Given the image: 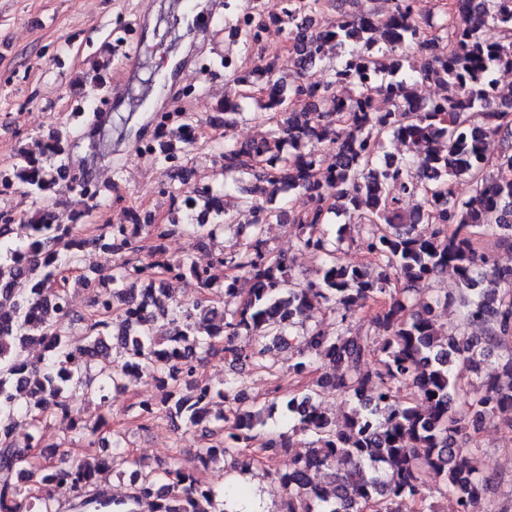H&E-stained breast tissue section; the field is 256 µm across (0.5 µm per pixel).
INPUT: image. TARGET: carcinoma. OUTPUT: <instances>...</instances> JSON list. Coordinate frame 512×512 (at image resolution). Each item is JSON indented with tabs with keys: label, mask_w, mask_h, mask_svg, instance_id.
Masks as SVG:
<instances>
[{
	"label": "carcinoma",
	"mask_w": 512,
	"mask_h": 512,
	"mask_svg": "<svg viewBox=\"0 0 512 512\" xmlns=\"http://www.w3.org/2000/svg\"><path fill=\"white\" fill-rule=\"evenodd\" d=\"M424 0H383V14H358L336 0V18L321 29L307 14L321 0H288V41L301 69L290 88L295 97L316 101L310 112L286 110L280 80L268 83L267 107L282 121L260 139L245 144L218 142L216 156L224 180L206 187L171 191L182 204L189 226L206 248L223 229L237 226L238 248L219 253L224 266V297L237 299L231 312L209 300L216 285L188 256L170 258L159 245L142 242L166 236L178 224H104L81 236L74 224H58L43 209L22 219L0 212V239L17 233L12 246H0V512H56L49 482L66 479L79 493L97 486L126 450L106 435L108 420H85L73 405L79 391L107 405L111 391L126 390L136 371L155 378L164 394L151 404L153 423L178 418L199 433L203 468L254 448L272 461L291 439L306 451L288 471L271 474L281 512H402L428 499L423 475L442 477V491L455 497L458 512H496L485 503L487 481L478 467V425L498 420L512 428V267L502 266L477 241L493 237L512 249V103L495 99L498 70L512 68V0H448L443 25L432 22L434 8ZM244 49L265 29L263 14L234 25ZM343 50L326 66L322 80L308 78L309 66L324 46ZM425 50L422 68H407L408 52ZM444 85L439 102L415 93L418 81ZM251 96L224 97V124L241 115ZM194 118L157 141V158L167 160L194 145ZM503 136L505 146L490 158L485 140ZM69 134L56 131L39 153L20 154L0 173V187L24 189L44 197L62 193ZM408 146L405 155L386 152V143ZM335 162L321 168V150ZM464 180L470 194L460 198L455 184ZM239 194L237 214L221 200ZM280 193L304 198L302 210L266 208L256 196ZM357 213V246L375 259L372 268L342 263L346 226L330 229L331 214ZM273 221L294 227L300 245L318 260L314 278L300 281L273 259L262 238ZM109 248L118 255L112 273H89L83 253ZM456 287L429 299L415 286L448 269ZM80 271L78 282L91 293L90 318L79 340L66 334L68 288L65 273ZM175 274L193 282L190 303L166 304L165 281ZM380 303L367 319L364 336L349 335V318L367 301ZM336 314V333L309 324L315 305ZM455 306L462 324L441 322ZM122 326L121 361L101 365L96 356L108 348L112 315ZM484 328L481 336L460 340L465 325ZM248 336L251 344L236 340ZM298 343L291 365L298 375L320 363L333 373L282 402V431L271 425V409L246 401L237 378L215 387L200 379L197 361L224 353L232 365H251L274 377L275 363L264 360L270 346ZM377 348H371V343ZM43 348L35 364L22 357L30 345ZM493 374H485L492 356ZM377 368L365 369L368 360ZM479 380L471 390L455 375L457 364ZM413 399H399L401 390ZM351 404L343 424L322 407L326 395ZM225 411L212 413L214 398ZM63 420L78 430L83 455L53 463L31 443L43 426ZM24 425L28 442L13 443ZM337 471L335 487L324 490L316 476ZM133 493L125 499L88 495L80 507L89 512H240L226 506L233 489L202 483L194 470L152 469L140 465L129 474Z\"/></svg>",
	"instance_id": "obj_1"
}]
</instances>
